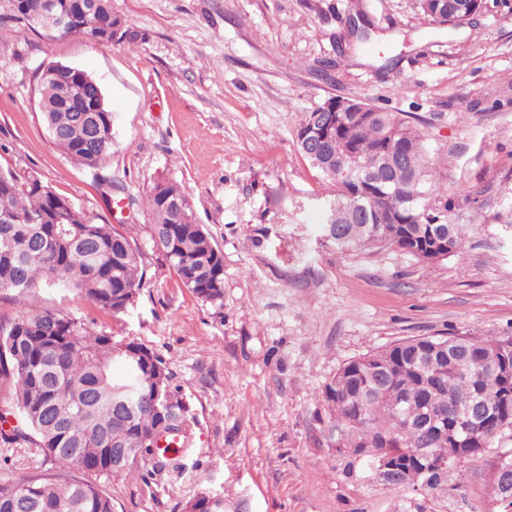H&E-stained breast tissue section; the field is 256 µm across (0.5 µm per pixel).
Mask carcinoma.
Wrapping results in <instances>:
<instances>
[{
  "label": "carcinoma",
  "mask_w": 512,
  "mask_h": 512,
  "mask_svg": "<svg viewBox=\"0 0 512 512\" xmlns=\"http://www.w3.org/2000/svg\"><path fill=\"white\" fill-rule=\"evenodd\" d=\"M80 20L79 35L94 44L134 43L144 34L112 10V0H90ZM43 0H23L19 11L0 15V43L12 25L39 26ZM355 43L372 42L359 8L349 14ZM86 71L67 67L57 75L40 71L38 105L55 143L73 161L95 170L112 188V177L101 174L112 155V112H74L81 94L94 96ZM374 118L347 126L343 138L351 145L348 160L329 155L316 169L330 185L328 206L344 204L327 216L324 236L340 250L399 246L419 262H427L428 246L440 229L448 233V255L461 254L474 234L471 224L455 218V204L439 191V173L421 132L397 113L371 107ZM407 153L403 166L390 163L389 149ZM354 167L358 181L341 178L342 165ZM145 206L150 228L169 236L167 262L182 285L198 299L221 304L224 259L221 250L198 222L180 183L154 182ZM394 217L397 224L380 223ZM145 284L141 252L108 223H93L66 197L37 179L21 181L0 169V299L23 301L39 291L77 294L112 313L132 305ZM448 344V356L430 355L424 374L407 370L397 382L380 374L341 368L334 376L339 399L330 405L340 440L375 448L406 461L394 484L414 486L416 460L412 450L428 437L416 427L429 412L444 415L448 429L456 412L481 404L487 418L471 428L465 457L494 447L498 435L512 430V337L434 336ZM426 344L411 337L367 353L348 365L373 366L408 360ZM442 376V385L428 392L425 375ZM168 395L152 403L155 388ZM0 391L11 399L0 420L18 424L0 429V450L16 445L37 448L62 471L78 469L95 477L130 473L146 460L160 471L166 457L152 448L158 435H187L188 409L171 387L164 362L142 344L96 334L69 314L45 307L22 310L0 320ZM130 449L119 468H112V444ZM0 512H113L112 498L97 484L64 475L48 479L19 478L0 483Z\"/></svg>",
  "instance_id": "1"
}]
</instances>
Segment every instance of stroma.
<instances>
[{
	"label": "stroma",
	"mask_w": 512,
	"mask_h": 512,
	"mask_svg": "<svg viewBox=\"0 0 512 512\" xmlns=\"http://www.w3.org/2000/svg\"><path fill=\"white\" fill-rule=\"evenodd\" d=\"M350 0H112L144 40L94 45L16 27L0 45V168L121 225L142 255L134 304L106 313L69 292L0 301V319L49 306L158 354L193 420L161 474L102 476L114 512H502L495 450L461 460L442 490L394 489L351 463L324 388L346 363L414 336L512 335V238L494 214L512 196V0L471 24H425L417 0H361L374 41L336 56ZM338 59L331 80L319 61ZM78 67L113 116L106 192L44 125L36 73ZM340 95L399 112L425 134L440 186L477 225L465 254L421 263L395 248L342 251L321 235L328 187L301 155L303 112ZM180 183L224 256L221 304L198 300L150 240L143 199ZM37 450L0 478H43Z\"/></svg>",
	"instance_id": "35a3bbf8"
}]
</instances>
